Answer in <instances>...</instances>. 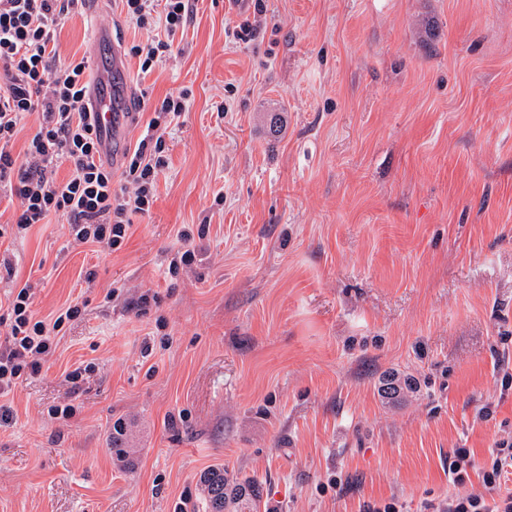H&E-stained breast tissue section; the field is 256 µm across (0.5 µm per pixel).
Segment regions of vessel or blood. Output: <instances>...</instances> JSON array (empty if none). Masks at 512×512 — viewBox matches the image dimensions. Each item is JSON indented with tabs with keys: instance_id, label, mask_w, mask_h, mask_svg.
I'll use <instances>...</instances> for the list:
<instances>
[{
	"instance_id": "obj_1",
	"label": "vessel or blood",
	"mask_w": 512,
	"mask_h": 512,
	"mask_svg": "<svg viewBox=\"0 0 512 512\" xmlns=\"http://www.w3.org/2000/svg\"><path fill=\"white\" fill-rule=\"evenodd\" d=\"M90 52L99 61L97 73L87 89V102L94 118L103 160L119 163L128 140L127 107L132 88L127 62L109 29H99L90 43Z\"/></svg>"
}]
</instances>
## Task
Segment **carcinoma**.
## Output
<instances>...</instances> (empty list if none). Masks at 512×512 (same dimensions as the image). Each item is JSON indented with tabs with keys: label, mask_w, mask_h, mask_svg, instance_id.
<instances>
[{
	"label": "carcinoma",
	"mask_w": 512,
	"mask_h": 512,
	"mask_svg": "<svg viewBox=\"0 0 512 512\" xmlns=\"http://www.w3.org/2000/svg\"><path fill=\"white\" fill-rule=\"evenodd\" d=\"M200 485L209 512H258L261 486L254 478L241 479L217 466L201 474Z\"/></svg>",
	"instance_id": "1"
}]
</instances>
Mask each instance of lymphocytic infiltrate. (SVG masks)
I'll return each mask as SVG.
<instances>
[{
  "label": "lymphocytic infiltrate",
  "instance_id": "f902f5d3",
  "mask_svg": "<svg viewBox=\"0 0 512 512\" xmlns=\"http://www.w3.org/2000/svg\"><path fill=\"white\" fill-rule=\"evenodd\" d=\"M84 0H0V184L19 201L12 232L65 219L75 244L96 242L115 249L124 241L131 215L149 213L153 188L165 160L158 132L186 110L184 96H168L154 110L133 151L127 152L123 173L127 185L112 189V169L98 157V138L86 104L84 61L61 60L58 37L64 20ZM126 17L136 27L164 30L161 39L133 45L140 72L147 73L170 55L177 33L184 29L192 0H122ZM40 114L37 131L22 156L12 152L21 122ZM68 164L69 176L56 170ZM79 307H68L53 321L39 319L31 284L13 291L0 315L5 337L0 340V394L15 381L37 374L66 321ZM512 468V448H495L483 475L484 493L449 500L443 512H512V494L487 501Z\"/></svg>",
  "mask_w": 512,
  "mask_h": 512
}]
</instances>
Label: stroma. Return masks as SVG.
<instances>
[{"instance_id": "35a3bbf8", "label": "stroma", "mask_w": 512, "mask_h": 512, "mask_svg": "<svg viewBox=\"0 0 512 512\" xmlns=\"http://www.w3.org/2000/svg\"><path fill=\"white\" fill-rule=\"evenodd\" d=\"M263 4L250 42L194 0L178 51L128 58L129 145L165 97L187 109L119 249L62 219L0 238V305L29 281L40 318L81 310L0 394V512H206L216 464L259 512H430L512 448V0ZM99 28L152 36L106 0L61 58Z\"/></svg>"}]
</instances>
